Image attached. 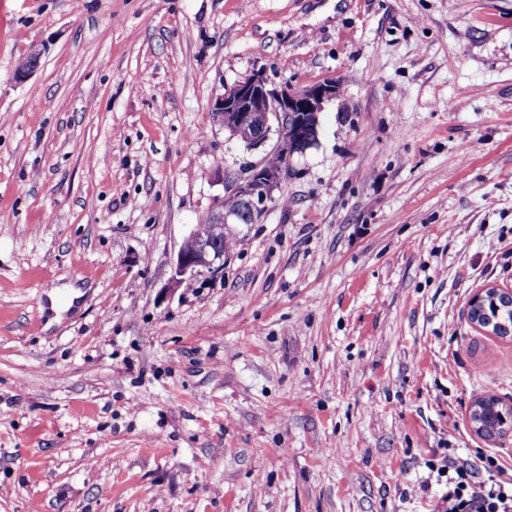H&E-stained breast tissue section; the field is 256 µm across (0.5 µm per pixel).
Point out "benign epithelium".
<instances>
[{"instance_id": "benign-epithelium-1", "label": "benign epithelium", "mask_w": 512, "mask_h": 512, "mask_svg": "<svg viewBox=\"0 0 512 512\" xmlns=\"http://www.w3.org/2000/svg\"><path fill=\"white\" fill-rule=\"evenodd\" d=\"M336 97V84L316 83L301 88L285 84L271 88L262 73L225 89L210 104L213 123L229 133L246 149H257L275 140L271 152L285 164L268 167L265 162L251 166L247 175L228 181V197L242 204L253 221H258L296 154L304 153L318 134L319 114L324 103ZM237 222V216L224 210L219 200L206 220L197 224L183 239L174 262L171 287L177 288L203 273L224 272L228 254L224 252V225ZM511 300L512 289L489 287L474 294L469 306L476 307L487 295Z\"/></svg>"}]
</instances>
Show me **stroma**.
<instances>
[{"mask_svg": "<svg viewBox=\"0 0 512 512\" xmlns=\"http://www.w3.org/2000/svg\"><path fill=\"white\" fill-rule=\"evenodd\" d=\"M35 72L16 82L34 48ZM333 81L223 275L184 236L265 157L212 99ZM512 0H0V512H430L512 340ZM487 293L492 295L495 299H497L499 296H502L506 300H511V303L509 304L510 309L512 308V289L508 288H497V287H489L481 290L480 292H477L472 296V298L469 301V307H476L486 300L488 297ZM504 309L500 312L501 314V321L504 323H507L509 326H512V310L509 308H506L507 305L500 304Z\"/></svg>", "mask_w": 512, "mask_h": 512, "instance_id": "1", "label": "stroma"}]
</instances>
